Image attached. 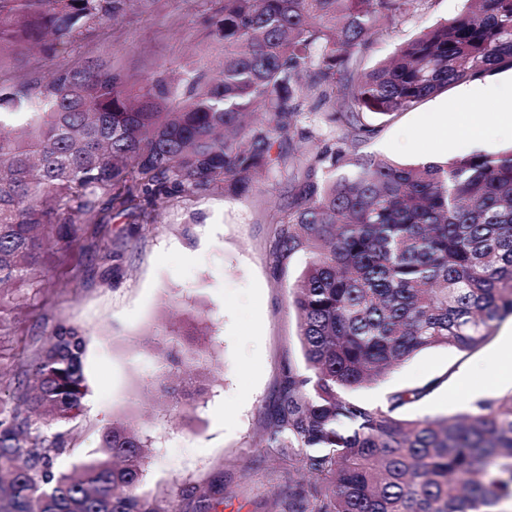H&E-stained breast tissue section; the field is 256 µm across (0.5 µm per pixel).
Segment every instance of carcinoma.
I'll return each instance as SVG.
<instances>
[{
    "mask_svg": "<svg viewBox=\"0 0 512 512\" xmlns=\"http://www.w3.org/2000/svg\"><path fill=\"white\" fill-rule=\"evenodd\" d=\"M429 0H224L205 19L224 68L161 75L139 89L95 61L0 88V331L47 276L46 247L68 250L112 208L156 210L217 187L242 196L262 175L286 181L277 248L308 253L293 289L299 341L314 377L291 376L263 437L301 455L313 492L288 512H505L512 504V392L455 416L398 411L435 387L396 391L386 409L352 393L412 355L473 352L512 316V151L400 166L360 156L364 114L391 115L449 86L512 69V0H466L450 22L402 43L370 70L361 53ZM127 0H0L9 43L52 57L82 29L110 23ZM342 135L296 156L312 115ZM85 336L61 326L0 402V512H169L138 493L144 444L129 423L102 436L74 473L58 470L82 408ZM157 393L181 412L210 373L203 348L168 332ZM186 496L208 512L210 488Z\"/></svg>",
    "mask_w": 512,
    "mask_h": 512,
    "instance_id": "carcinoma-1",
    "label": "carcinoma"
}]
</instances>
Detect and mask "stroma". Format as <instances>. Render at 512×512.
<instances>
[{"label":"stroma","instance_id":"35a3bbf8","mask_svg":"<svg viewBox=\"0 0 512 512\" xmlns=\"http://www.w3.org/2000/svg\"><path fill=\"white\" fill-rule=\"evenodd\" d=\"M221 0H131L118 20L74 38L53 59L29 46L0 54V85L112 61L132 85L190 64L217 67L222 44L203 20ZM464 0H431L428 9L393 26L359 57L370 69L410 37L457 16ZM496 103L462 96L452 86L390 117L365 115L371 133L363 153L403 165L463 154L456 133L465 112H494ZM286 183L268 179L244 196L215 190L169 198L155 219L113 209L94 244L52 251V272L15 312L11 335L0 338V377H24L37 349L58 326L85 336L87 394L65 430L58 459L70 470L100 450L103 431L132 421L148 451L142 493L163 497L170 512H193L187 486L212 487L214 512H276L310 482L265 454L260 439L277 420L289 374L307 375L290 293L305 265L303 253L275 247L277 209L290 198ZM195 328L211 365L207 393L177 413L153 389L161 377V331ZM500 336L468 354L454 348L422 351L376 383L360 401L386 407L393 392L432 391L408 407L411 417L452 416L481 398L512 391V381L482 376L461 384L464 370L494 367L506 358Z\"/></svg>","mask_w":512,"mask_h":512}]
</instances>
